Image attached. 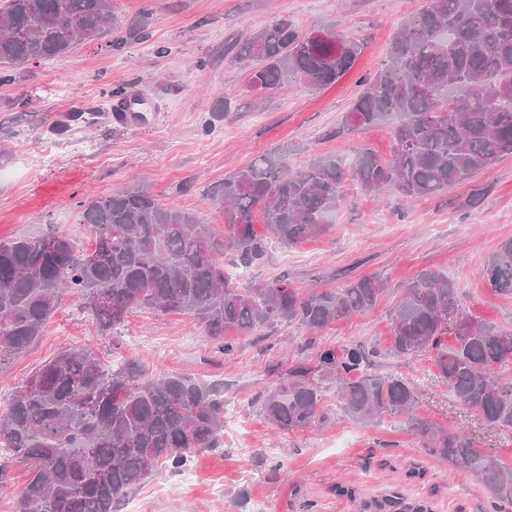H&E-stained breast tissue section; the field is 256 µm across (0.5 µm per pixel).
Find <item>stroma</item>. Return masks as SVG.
Here are the masks:
<instances>
[{
	"label": "stroma",
	"mask_w": 512,
	"mask_h": 512,
	"mask_svg": "<svg viewBox=\"0 0 512 512\" xmlns=\"http://www.w3.org/2000/svg\"><path fill=\"white\" fill-rule=\"evenodd\" d=\"M427 0H112L119 22L68 54L12 69L0 84V241L66 233L92 246L82 205L146 188L165 207L194 212L219 228L213 199L228 174L267 152L287 151L291 168L319 156L353 161L361 146L390 157L387 126L337 134L343 116L386 59L405 22ZM297 30H332L362 50L335 84L312 91L296 80L272 96L249 88L235 46L276 20ZM77 117L55 130L56 114ZM321 238L293 248L270 242L262 264L221 259L238 287L285 277L301 291L338 288L363 276L384 280L374 308L320 332L274 324L209 336L184 314L141 307L113 333L99 335L89 311L66 294L41 335L0 366V399L63 348L92 349L105 364L137 361L146 377L178 374L219 385L239 428L193 453L181 470L156 466L132 492L142 512H356L338 496L348 484L362 498L399 488L432 512H492L478 479L421 452L417 439L382 423L361 425L330 409L327 422L276 431L258 399L279 371L317 347L358 343L378 350V371L408 380L417 411L465 432L475 448L512 467V432L463 409L435 370L432 355L386 356L388 311L420 270L437 268L457 285L460 311L512 329V298L495 294L480 270L512 238V155L448 192L408 201L391 188L347 181L345 199ZM233 346L231 354L222 342Z\"/></svg>",
	"instance_id": "obj_1"
}]
</instances>
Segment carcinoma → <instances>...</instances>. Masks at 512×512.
I'll use <instances>...</instances> for the list:
<instances>
[{
    "instance_id": "cac0c4a2",
    "label": "carcinoma",
    "mask_w": 512,
    "mask_h": 512,
    "mask_svg": "<svg viewBox=\"0 0 512 512\" xmlns=\"http://www.w3.org/2000/svg\"><path fill=\"white\" fill-rule=\"evenodd\" d=\"M116 24L112 0H0V67L61 57ZM304 37L278 20L237 46L235 58L251 68L257 92L273 94L290 78L313 89L331 85L359 51L340 36L350 53L329 60L325 47L304 49ZM383 123L394 142L388 159L363 146L348 169L342 159L322 156L295 171L276 153L224 177L215 202L240 221L224 223L221 234L135 189L85 204L93 263L57 231L0 242V366L36 340L65 292L82 298L101 334L137 307L187 314L218 338L282 321L319 331L370 310L384 292L375 277L308 293L286 279L240 288L218 255L231 249L250 267L264 262L272 240L291 248L326 234L348 179L407 198L436 195L511 153L512 0H429L408 19L336 133ZM257 207L264 236L254 230ZM44 239L56 248L42 255ZM482 275L495 293L512 297V238L488 257ZM389 320L392 356L434 352L456 401L487 427L512 432V376L501 374L512 364V330L460 313L456 284L436 269L405 285ZM447 333L455 339L450 347L441 343ZM376 356L359 344L318 348L260 395L265 420L283 431L323 421L334 392L346 417L364 425L400 422L425 455L477 478L494 512H512V468L420 416L415 389L378 373ZM223 429L224 398L216 389L178 376L146 378L134 361L107 366L89 349L58 353L0 407V444L31 467L17 512H118L160 460L180 469L191 450L213 447ZM359 507L429 512L426 502L397 490Z\"/></svg>"
}]
</instances>
